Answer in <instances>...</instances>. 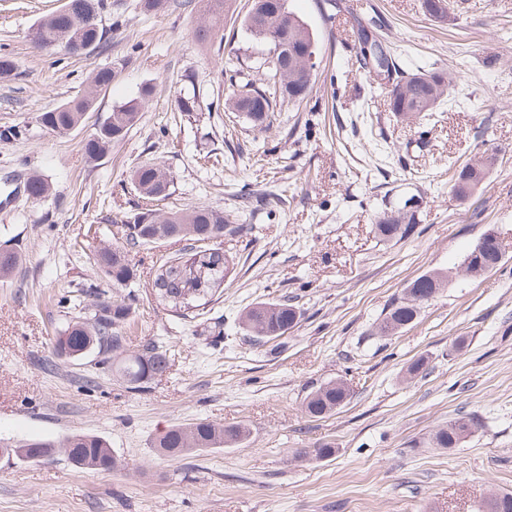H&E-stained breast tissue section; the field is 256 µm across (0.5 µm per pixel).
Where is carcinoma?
<instances>
[{
  "label": "carcinoma",
  "mask_w": 512,
  "mask_h": 512,
  "mask_svg": "<svg viewBox=\"0 0 512 512\" xmlns=\"http://www.w3.org/2000/svg\"><path fill=\"white\" fill-rule=\"evenodd\" d=\"M281 0H254L243 18L246 29L257 40L278 50L276 56H268L258 64L261 83L241 77L238 68H220L214 73L217 83H229L231 94L225 100V110L236 112L251 127L266 130L272 123L275 108L284 103H301L313 91L312 79L297 69L299 59L307 52H317L316 39L308 24L292 11H283ZM201 14L196 37L207 43L218 35L224 26L228 0H199ZM425 13L435 18H445L451 10L449 0H423ZM65 10H56L41 18L30 32V40L41 44L39 51L54 42L89 45L90 50L106 42V30L101 24V0H67ZM371 55L357 52L360 68L384 80L391 111L409 121L417 122L432 115L445 99L452 97L455 78L445 70L409 74L403 71L395 59H390L387 69L380 68L379 57L384 55L381 45H370ZM116 72L110 66L94 68L83 94L71 101L49 109L40 115L41 125H50L59 134L79 127L85 115L94 109L100 93L112 85ZM196 77L184 76L187 83L185 98L174 101L175 110L186 115L202 111L201 99L196 95ZM155 85L146 83L138 93L112 107L111 113L99 123L93 134L84 142L88 159H100L112 146L121 142L137 124L141 112L153 100ZM498 160L495 149H487L476 159L453 168L454 183L451 190L459 198H466L485 178ZM140 185L143 199L161 200L169 196L173 175L163 165L148 162L135 167L130 175ZM25 191L40 201L51 192L50 183L39 174L30 176ZM418 215L408 202L383 209L375 224V234L382 240H401L409 236L417 224ZM124 243L99 248L94 264L112 287V296L94 283L77 285L72 317L58 341L59 350L74 354L85 350L118 356L123 353L124 337L118 327L129 317L132 295H122L118 289L136 279L135 266L127 258L130 249L149 244L143 239L148 234L154 241L179 238L191 242L189 252L179 258H159L155 261L152 293L159 303L173 312L188 317L214 301L224 286L229 273V260L221 247L209 246L205 241L215 237L214 230L229 234L248 231L244 224H232L224 212L205 205H191L178 210L140 207L125 213L121 219ZM491 233L484 234L476 246L466 254L462 265L482 272L499 266L501 257L491 252L492 244L486 241ZM449 271H433L413 280L404 293L392 300L378 319L377 334L393 336L412 324L421 309L416 293L423 290L438 293L448 285ZM300 311L293 299L259 301L245 307L239 316V326L253 344H266L282 336L298 321ZM169 354L164 347L148 344L142 351L127 355L115 363V371L132 390L163 375L169 369ZM350 390L341 379L330 380L306 395L303 408L311 417H323L341 407L348 399ZM479 421L472 414H460L439 428L429 440L436 448H457L478 429ZM248 434L243 426H218L206 420L175 426L161 434L153 447L163 456L177 459L207 448H230L242 443ZM14 448H27L30 454L22 457L27 462L41 460L54 448H62L69 462L78 469L112 470L116 458L108 442L97 435L75 433L59 443L43 439H28L10 444ZM482 512H512V494H494L482 504Z\"/></svg>",
  "instance_id": "cac0c4a2"
}]
</instances>
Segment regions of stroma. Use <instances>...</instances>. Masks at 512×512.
I'll return each instance as SVG.
<instances>
[{"label": "stroma", "instance_id": "1", "mask_svg": "<svg viewBox=\"0 0 512 512\" xmlns=\"http://www.w3.org/2000/svg\"><path fill=\"white\" fill-rule=\"evenodd\" d=\"M62 4L0 0V56L16 64L0 79V130L14 131L0 141V247L21 256L0 277V440L96 434L118 466L79 470L60 450L38 462L0 458V512H477L512 492V0H454L446 20L427 15L422 0H349L379 19L404 71L457 75L456 103L421 125L396 118L386 91L359 69L351 21H328L323 0H288L317 40L319 64L312 94L279 107L266 132L229 120V87L212 80L230 58L256 77L268 47L241 24L204 46L182 9L102 0L103 48L38 52L28 33ZM107 64L117 76L80 127L56 134L40 124ZM191 72L207 109L185 117L173 104ZM148 82L156 95L137 125L106 157L87 159L83 143L98 122ZM488 147L496 166L472 196L453 198L449 162ZM145 162L174 176L166 208L209 205L249 230L221 238L234 271L193 319L148 288L153 260L182 253L185 241L129 253L136 301L120 329L124 349L160 341L170 356L165 375L134 391L97 353L68 359L57 341L74 315L64 296L102 279L92 253L122 242L113 217L143 203L130 172ZM34 173L52 185L37 203L24 192ZM245 185L285 202L253 211L239 196ZM410 197L419 201L413 233L380 240L384 205ZM489 230L502 264L459 274ZM437 269L453 270L447 288L411 326L375 335L390 301ZM284 295L295 296L298 323L277 342L244 343L241 311ZM419 358L423 370L407 377ZM336 378L350 387L347 403L308 416L307 393ZM460 413L475 414L479 429L461 447H427ZM199 420L241 424L249 436L177 461L154 452L164 430ZM325 444L330 457L301 454Z\"/></svg>", "mask_w": 512, "mask_h": 512}]
</instances>
